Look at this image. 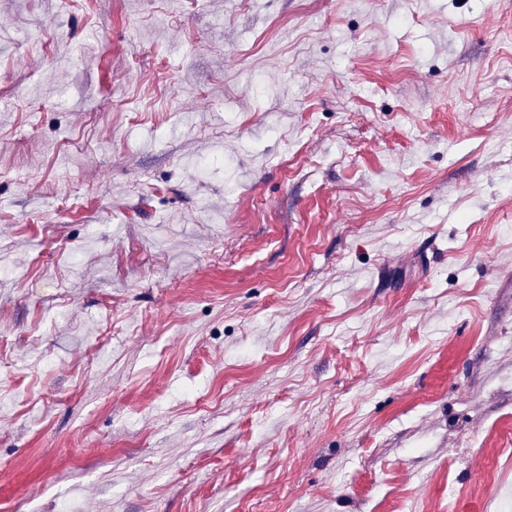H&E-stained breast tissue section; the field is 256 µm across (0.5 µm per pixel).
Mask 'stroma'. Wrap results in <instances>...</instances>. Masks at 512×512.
I'll return each instance as SVG.
<instances>
[{
    "label": "stroma",
    "instance_id": "obj_1",
    "mask_svg": "<svg viewBox=\"0 0 512 512\" xmlns=\"http://www.w3.org/2000/svg\"><path fill=\"white\" fill-rule=\"evenodd\" d=\"M0 512H512V0H0Z\"/></svg>",
    "mask_w": 512,
    "mask_h": 512
}]
</instances>
